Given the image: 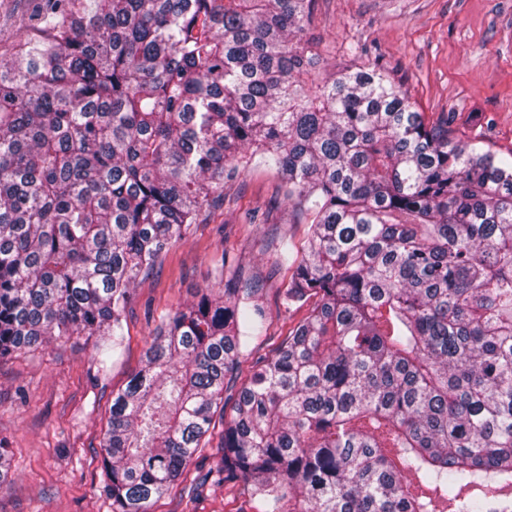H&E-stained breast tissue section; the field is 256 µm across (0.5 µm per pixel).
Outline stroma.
<instances>
[{
  "label": "stroma",
  "mask_w": 512,
  "mask_h": 512,
  "mask_svg": "<svg viewBox=\"0 0 512 512\" xmlns=\"http://www.w3.org/2000/svg\"><path fill=\"white\" fill-rule=\"evenodd\" d=\"M41 0L0 7V51L29 26ZM303 46L326 77L375 67L400 84L431 123L453 117L455 136L483 138L512 153V0H312ZM281 179L260 157L224 184V200L203 210L147 274L126 310L124 342L108 336L51 339L0 359V442L12 461L0 486V512H112L101 489L100 448L113 392L144 365L162 316L192 304L198 290L241 272L265 283L261 302L270 352L307 315L284 309L290 274L269 276L281 239L307 243L311 218L285 200ZM151 512H266L244 483L173 489Z\"/></svg>",
  "instance_id": "obj_1"
}]
</instances>
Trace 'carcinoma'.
Segmentation results:
<instances>
[{
    "instance_id": "1",
    "label": "carcinoma",
    "mask_w": 512,
    "mask_h": 512,
    "mask_svg": "<svg viewBox=\"0 0 512 512\" xmlns=\"http://www.w3.org/2000/svg\"><path fill=\"white\" fill-rule=\"evenodd\" d=\"M310 0H44L0 54V358L57 336L121 346L136 278L224 196L243 149L312 215L250 363L215 482L267 512H512V161L428 123L387 76L307 94ZM236 279L161 318L112 397V512L186 481L266 330ZM290 272L282 271L279 275L266 281L261 302L266 311L267 336L254 340L251 348H255L257 355L270 352L291 330L307 315L311 299L308 304L300 308L293 306L286 312L282 303V292L287 286Z\"/></svg>"
}]
</instances>
